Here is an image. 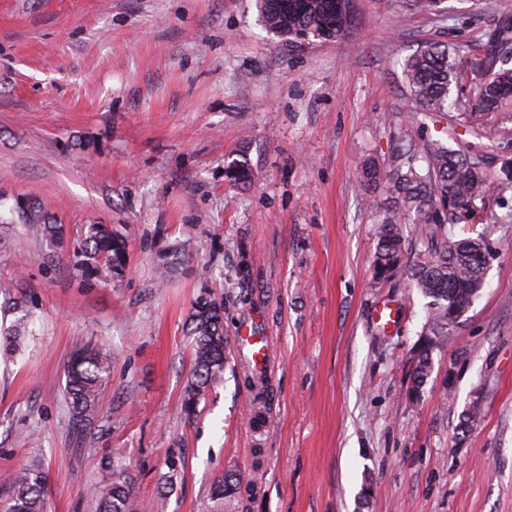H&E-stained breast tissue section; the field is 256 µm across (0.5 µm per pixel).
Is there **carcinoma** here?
<instances>
[{
  "label": "carcinoma",
  "mask_w": 512,
  "mask_h": 512,
  "mask_svg": "<svg viewBox=\"0 0 512 512\" xmlns=\"http://www.w3.org/2000/svg\"><path fill=\"white\" fill-rule=\"evenodd\" d=\"M349 0H260L268 27L285 38L327 35L338 38L350 25ZM512 48V21L495 30L491 48L474 64L481 81L475 98L483 113L508 109L512 104V68L505 67L502 51ZM402 72L414 100L424 112H447L451 86L458 83V67L448 46L425 42L402 62ZM368 182L387 180L393 199L379 227L374 256V279L388 281L410 270L411 287L428 299L427 321L410 373L409 395L417 399L432 374L434 351L448 345L454 326L451 310L463 314L485 286L481 250L485 237L448 241V210L456 218L473 219L476 202L485 200L487 173L479 157L452 151L438 143L426 145L419 156L411 148L397 152L388 170L365 164ZM17 221L36 231L52 246L62 243L64 226L55 223L41 202L15 203ZM417 225L423 259L408 263L404 225ZM126 243L105 224H89L81 243L77 267L87 276L112 277L125 268ZM193 337L192 379L183 410L196 415L199 397L224 374V302L213 291L196 299L190 319ZM110 374V359L93 348H78L66 365L65 390L73 426L83 427L95 410L97 396ZM46 474L38 466L21 468L12 484L7 512H44ZM130 489L118 476L99 498V512H129Z\"/></svg>",
  "instance_id": "obj_1"
}]
</instances>
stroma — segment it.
<instances>
[{
	"instance_id": "stroma-1",
	"label": "stroma",
	"mask_w": 512,
	"mask_h": 512,
	"mask_svg": "<svg viewBox=\"0 0 512 512\" xmlns=\"http://www.w3.org/2000/svg\"><path fill=\"white\" fill-rule=\"evenodd\" d=\"M512 0H352L338 40L270 31L259 0H0V202L46 204L59 250L0 224V304L28 328L0 357V502L41 465L47 512H98L121 466L130 512H512V118L435 114L410 99L401 64L426 40L457 46L459 98ZM437 140L493 179L486 286L420 399L407 395L426 300L407 274L373 284L388 168ZM251 177L229 178L235 163ZM126 240V268L86 278V225ZM224 297L233 345L222 381L182 411L192 307ZM398 311L389 326L372 310ZM252 327L267 339L249 379ZM112 369L98 411L74 430L64 366L77 347ZM480 419L465 429L471 410ZM236 490L218 500L215 478Z\"/></svg>"
}]
</instances>
